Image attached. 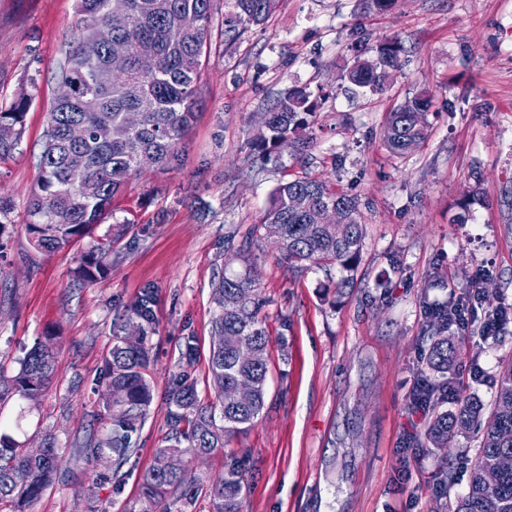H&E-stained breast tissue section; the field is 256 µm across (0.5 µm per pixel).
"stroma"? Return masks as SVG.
<instances>
[{"label":"stroma","instance_id":"35a3bbf8","mask_svg":"<svg viewBox=\"0 0 512 512\" xmlns=\"http://www.w3.org/2000/svg\"><path fill=\"white\" fill-rule=\"evenodd\" d=\"M202 107L172 168L131 176L112 214L54 254L26 231L28 195L57 90L55 74L77 32L78 0H0V107L31 98L23 135L0 159V374L50 343L52 386L36 405L14 397L0 420L24 447L52 430L70 475L55 480L26 512H139L143 473L170 431L168 383L188 375L208 390L213 339L212 282L253 268L271 338L269 386L259 420L223 452L190 463L209 484L236 465L243 512H450L467 489L462 450L416 445L425 418L410 404L424 359L426 306L479 290L468 331L450 330L444 375L461 394L491 404L499 360L512 357V322L497 337L480 327L512 304V0H395L362 15L359 0H279L264 26L224 39L229 0H214ZM396 38L402 68L385 92L355 95L343 74ZM294 87L318 104L309 147L263 156L255 121ZM433 97L428 136L398 156L385 145L389 112L416 95ZM308 176L358 198L365 237L354 286L339 296L338 270L288 271L265 236L250 251L229 235L260 223L280 182ZM112 243V268L82 284L83 254ZM157 293L150 338L153 405L121 469L111 455L88 466L75 452L105 434L101 370L113 323L145 286ZM198 354L185 362V337ZM454 455L450 494L436 465Z\"/></svg>","mask_w":512,"mask_h":512}]
</instances>
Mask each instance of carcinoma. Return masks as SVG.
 <instances>
[{
  "instance_id": "1",
  "label": "carcinoma",
  "mask_w": 512,
  "mask_h": 512,
  "mask_svg": "<svg viewBox=\"0 0 512 512\" xmlns=\"http://www.w3.org/2000/svg\"><path fill=\"white\" fill-rule=\"evenodd\" d=\"M278 0H234L239 36L252 26L266 23ZM110 0H81L78 34L69 43L59 65L57 83L75 84L67 97L58 96L49 112L48 126L38 162V176L28 201L27 231L41 253H54L89 234L111 213L112 200L127 180L138 173L140 161L165 171L178 159L182 143L196 117L202 74L209 56V32L213 0H121L109 13ZM112 21V45L100 44L92 30ZM184 27L183 39L172 43L167 31ZM401 42L381 41L370 60H358L346 70L351 90L372 94L385 90L401 67ZM146 52L156 59L155 70L137 73V57ZM119 64L126 76L111 75L110 62ZM30 104L20 96L9 108L0 109V124L14 131L10 140H0V157L11 154L20 140L23 118ZM431 97H413L389 113L385 143L396 155H405L428 133L427 114ZM137 111L140 124L126 127L125 114ZM265 129L255 133L252 145L267 154L285 142L308 144L304 132L316 114V104L304 88L282 93L266 109ZM73 124L86 128V138L72 143L67 130ZM84 156L81 171L69 165V156ZM337 207L342 223L324 224L323 211ZM279 229L274 238L280 259L294 271L311 267H336L342 273L336 283L342 295L354 285L364 241L356 198L312 177L294 178L273 193L260 229ZM112 267V246L98 245L81 259L76 277L94 282ZM153 288L142 290L112 330V347L104 358L106 390L101 404L109 416L106 438L81 450L88 465L103 451L112 452L119 468L134 452L132 434L150 412L153 390L147 374L150 365L148 341L156 332ZM215 305L214 338L209 352V393L199 395L197 386L179 376L168 387L166 406L171 435L168 444L156 449L152 466L141 479L140 512H170L159 508L173 496L188 505L182 486L188 480V455L208 457L223 451L226 442L254 425L265 406L269 372L270 336L260 317L258 275L244 273L218 278L212 288ZM448 321L438 315L429 320L423 337L430 341L427 365L448 369ZM55 371V353L48 344H38L19 362L18 372L0 376V397L13 394L36 403L49 389ZM246 381L251 399L238 402L233 387ZM418 397L432 409L426 439L434 448H446L455 437L472 429L480 442L470 466L465 494L455 498L452 512H512V471L495 484L486 482V471L496 467L504 453L512 454V358L500 365L497 391L490 408L475 398L461 396L455 410L440 409L448 401V386L427 377ZM43 455L33 457L9 434L0 432V508L21 507L39 499L57 479L62 447L51 432L44 435ZM244 478L235 467L208 485L211 512H241Z\"/></svg>"
}]
</instances>
